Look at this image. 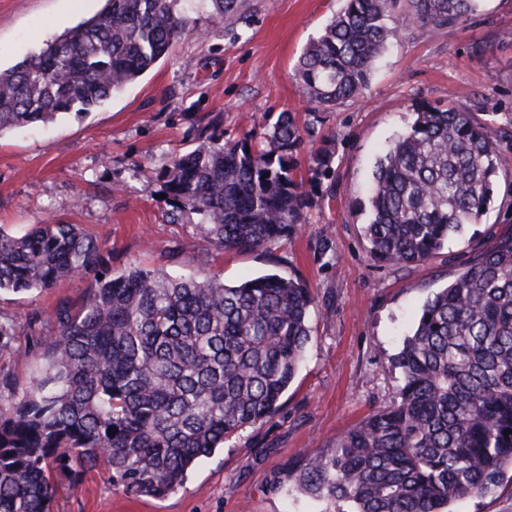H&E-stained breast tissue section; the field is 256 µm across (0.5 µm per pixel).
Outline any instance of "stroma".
<instances>
[{
  "instance_id": "1",
  "label": "stroma",
  "mask_w": 512,
  "mask_h": 512,
  "mask_svg": "<svg viewBox=\"0 0 512 512\" xmlns=\"http://www.w3.org/2000/svg\"><path fill=\"white\" fill-rule=\"evenodd\" d=\"M245 3L217 25L197 0H184L189 31L124 92L88 113L0 133L1 230L79 225L102 242V266L115 276L139 266L232 284L275 272L304 280L315 296L311 341L269 422L226 440L162 498L112 486L101 464L77 475L53 467L52 512H338L336 503L293 493L297 473L390 404L400 380L391 358L422 305L512 224V211L491 208L461 240L407 266L372 262L363 233L375 162L420 104L512 123V0H481L465 23L394 33L366 98L319 113L316 131L334 139L336 162L322 183L327 200L297 236L254 250L202 251L194 225L166 217L161 171L170 154L193 148L198 124L212 114H221L228 141L262 135L278 113L306 115L296 64L344 0ZM102 7L103 0H0V68ZM476 43L483 50L475 55ZM91 284L87 275L46 291L0 293V323L12 328L0 380L34 376L59 301L79 305Z\"/></svg>"
}]
</instances>
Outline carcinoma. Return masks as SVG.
<instances>
[{
	"label": "carcinoma",
	"mask_w": 512,
	"mask_h": 512,
	"mask_svg": "<svg viewBox=\"0 0 512 512\" xmlns=\"http://www.w3.org/2000/svg\"><path fill=\"white\" fill-rule=\"evenodd\" d=\"M181 0H106L103 11L0 69V133L90 112L125 90L188 28ZM221 24L241 0H208ZM479 0H345L301 54L296 77L316 108L362 101L392 32L457 24ZM335 144L281 112L267 134H211L162 171L167 217L195 225L201 249H259L294 236L325 200ZM308 177H297L300 161ZM512 132L470 110L422 104L373 172L363 224L372 261L421 263L480 224ZM76 224L0 230V290L49 289L100 266ZM314 295L266 274L226 284L133 267L105 270L71 313L63 301L37 376L0 404V512H51L50 462L106 463L124 491L163 496L239 431L269 422L312 336ZM392 403L351 428L296 478L341 512H453L512 470V226L422 306L392 358Z\"/></svg>",
	"instance_id": "cac0c4a2"
}]
</instances>
